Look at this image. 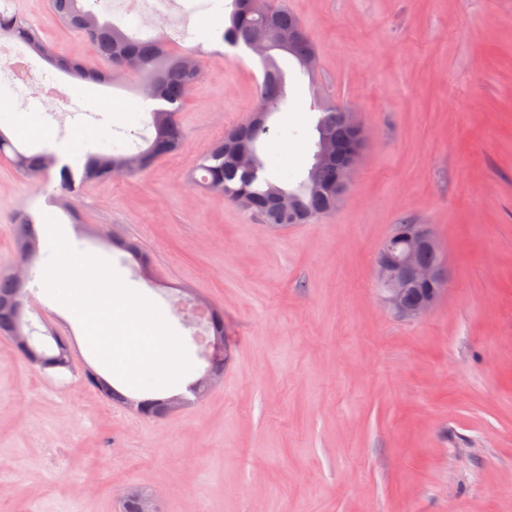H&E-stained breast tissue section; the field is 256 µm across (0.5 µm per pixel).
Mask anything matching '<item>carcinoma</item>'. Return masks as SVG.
<instances>
[{"label": "carcinoma", "mask_w": 512, "mask_h": 512, "mask_svg": "<svg viewBox=\"0 0 512 512\" xmlns=\"http://www.w3.org/2000/svg\"><path fill=\"white\" fill-rule=\"evenodd\" d=\"M53 15L66 26L84 33L92 42L96 55L110 63L113 68L131 69L141 77L151 96L156 100L150 110V126L153 137L146 140L147 147L136 153H90L87 155L80 178H67L56 171L60 160L47 152H29L18 149L0 130V156L9 159L11 164L27 176L57 175L58 188L62 195L72 198L86 183L108 179L119 175L146 170L157 159L176 152L183 134L175 121L176 112L188 95L190 88L199 77V70L190 60H179L165 53L161 43L153 40H138L129 37L108 19H100L91 9L83 5V0H51ZM228 23L222 38L230 46L250 43L259 36H268V50L260 57L264 68L263 81L256 86V112L271 114L280 110L286 103L285 75L278 65L276 53L293 57L303 71L312 73L315 68L307 67L304 61L317 60L316 51L308 35L304 34L288 50V45L280 42V36L290 29H298L301 23L294 14L285 8L269 5L259 8L247 0H230L226 4ZM7 36L17 46L30 50L44 58L55 69L79 81L107 83L112 72L103 71L78 61L56 57L36 28L19 14L0 9V38ZM319 117L315 125L316 134L324 133L333 143H345L352 137L351 129L341 119L342 107L331 101H323L318 106ZM262 132L249 133L245 124L229 131L224 139L213 145L197 165L201 172V184L210 190L224 195V199L247 209L264 224L285 226L306 224L328 215L336 209V202L327 194V189L336 183V162L319 165L312 162L304 179L297 188L290 189L273 182L266 174L265 163L257 159L252 168L239 166L234 158L236 147H245L257 153V143ZM15 245H39V231L34 217L24 214L16 218L14 226ZM108 243L130 255L143 273H148L150 262L141 248L132 242L112 238ZM21 284L11 275L0 276V335L12 333L18 318L24 317L27 299L16 298ZM212 342L224 343V312L214 306ZM20 350L27 362L44 369L70 368L71 349L65 344L57 346V351L47 354L35 346L24 344ZM211 370V385L224 379V352L208 360ZM85 381L100 394L121 401L136 408L148 417L164 414L158 399L154 397L131 398L117 389L107 379L89 368L84 373Z\"/></svg>", "instance_id": "cac0c4a2"}]
</instances>
